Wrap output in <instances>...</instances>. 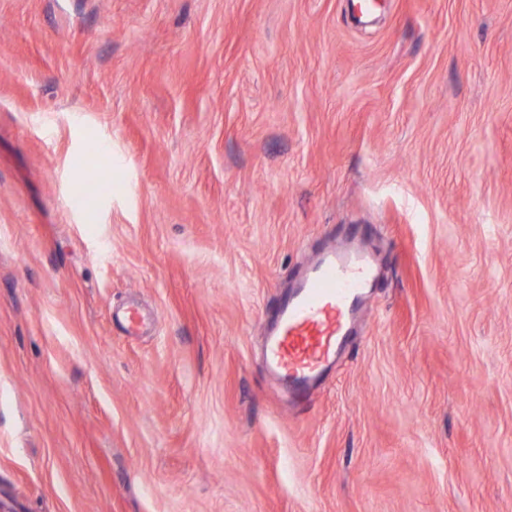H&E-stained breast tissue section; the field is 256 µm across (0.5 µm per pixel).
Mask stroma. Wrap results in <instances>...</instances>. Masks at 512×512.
I'll list each match as a JSON object with an SVG mask.
<instances>
[{"label":"stroma","mask_w":512,"mask_h":512,"mask_svg":"<svg viewBox=\"0 0 512 512\" xmlns=\"http://www.w3.org/2000/svg\"><path fill=\"white\" fill-rule=\"evenodd\" d=\"M0 512H512V0H0ZM373 279L366 248L332 244L281 299L266 335V366L297 399H307L336 362Z\"/></svg>","instance_id":"35a3bbf8"}]
</instances>
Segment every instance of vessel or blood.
<instances>
[{"label":"vessel or blood","mask_w":512,"mask_h":512,"mask_svg":"<svg viewBox=\"0 0 512 512\" xmlns=\"http://www.w3.org/2000/svg\"><path fill=\"white\" fill-rule=\"evenodd\" d=\"M373 279L366 248L333 244L281 299L266 335V366L296 398H308L335 363Z\"/></svg>","instance_id":"obj_1"}]
</instances>
